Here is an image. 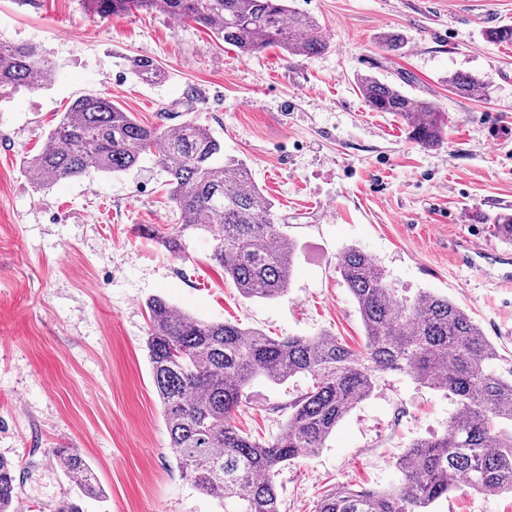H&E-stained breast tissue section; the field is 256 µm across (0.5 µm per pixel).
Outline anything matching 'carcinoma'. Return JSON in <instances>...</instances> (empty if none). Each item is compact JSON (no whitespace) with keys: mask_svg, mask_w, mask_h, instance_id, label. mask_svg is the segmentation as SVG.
<instances>
[{"mask_svg":"<svg viewBox=\"0 0 512 512\" xmlns=\"http://www.w3.org/2000/svg\"><path fill=\"white\" fill-rule=\"evenodd\" d=\"M91 3L100 16L142 9L193 21L242 56L271 46L304 57L328 49L319 23L288 0ZM128 63L143 83L164 77L150 58ZM52 76L37 48L0 46V89L45 87ZM356 86L372 111L398 116L413 143L430 148L443 142L447 121L433 102L371 75L360 76ZM448 89L462 98L487 95L477 77L462 72L448 76ZM158 148L176 208V223L157 235L165 250L182 258L192 238L209 236L211 260L243 297L283 295L293 242L277 229L273 204L246 164L224 157L221 143L192 120L169 129L143 126L110 98L82 95L26 169L39 186L49 187L93 172H125ZM478 219L512 243V213ZM337 268L365 329L361 351L331 335L274 338L228 321L195 319L160 296L148 300L150 371L182 474L202 494L224 502V512H280L275 478L281 467L324 447L337 424L370 396L377 374L399 371L454 398L447 432L408 447L397 460L399 486L389 491L335 487L313 512H430L461 480L482 494H512V371L506 376L497 370L498 348L448 297L431 291L412 300L399 297L385 270L357 247L339 254ZM297 376L309 384L283 406L288 420L273 440H256L237 426L254 379L282 384ZM52 454L80 496L103 495L94 468L77 449L54 448ZM16 499L14 466L0 458V512H15Z\"/></svg>","mask_w":512,"mask_h":512,"instance_id":"cac0c4a2","label":"carcinoma"}]
</instances>
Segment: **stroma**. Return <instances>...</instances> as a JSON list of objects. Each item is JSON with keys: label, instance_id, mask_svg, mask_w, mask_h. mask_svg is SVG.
I'll list each match as a JSON object with an SVG mask.
<instances>
[{"label": "stroma", "instance_id": "stroma-1", "mask_svg": "<svg viewBox=\"0 0 512 512\" xmlns=\"http://www.w3.org/2000/svg\"><path fill=\"white\" fill-rule=\"evenodd\" d=\"M315 17L328 49L288 56L273 46L241 56L196 23L132 10L102 17L90 0H0V40L37 46L55 71L44 88L0 92V457L16 467L25 512H56L77 497L51 450L78 449L102 497L83 512H224L178 470L147 359L146 301L154 296L204 320L269 336L330 334L362 349L358 306L336 270L348 247L365 252L399 296L422 290L464 308L512 369V284L498 267L460 260L473 240L500 253L476 214L512 212V44L486 32L512 25V0H294ZM404 39L398 54L381 34ZM149 57L156 85L125 68ZM480 78L486 97L448 89L449 73ZM367 74L434 102L444 141L412 143L387 112L357 91ZM110 97L142 125L190 119L246 162L293 241L287 293L242 297L198 237L172 257L155 233L176 214L157 155L118 175L94 173L40 188L22 164L83 94ZM255 379L238 424L259 439L282 431L278 405L305 390ZM455 409L444 392L400 372L379 374L372 394L324 448L285 466L281 512H313L330 488L388 490L408 444L442 435ZM78 498V497H77ZM432 512H512V495L460 488Z\"/></svg>", "mask_w": 512, "mask_h": 512}]
</instances>
